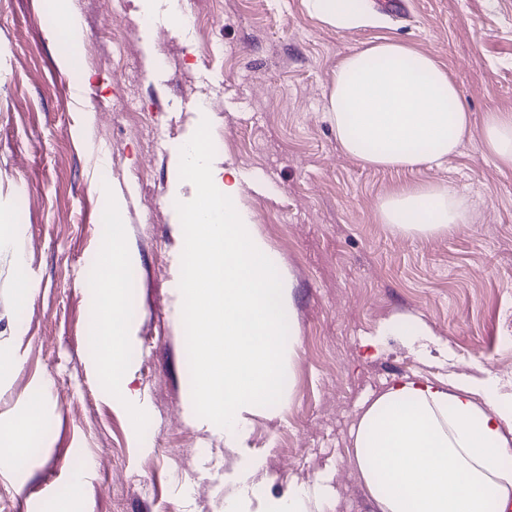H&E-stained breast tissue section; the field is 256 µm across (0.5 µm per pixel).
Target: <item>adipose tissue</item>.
Returning <instances> with one entry per match:
<instances>
[{"label": "adipose tissue", "instance_id": "1", "mask_svg": "<svg viewBox=\"0 0 512 512\" xmlns=\"http://www.w3.org/2000/svg\"><path fill=\"white\" fill-rule=\"evenodd\" d=\"M312 13L346 31L371 24L362 0H309ZM327 114L342 152L382 170L430 168L454 155L472 130L457 84L431 55L384 39L351 49L337 65ZM490 158L512 169V111L486 112ZM108 224L92 288L104 317L93 334L112 366L113 395L125 399L126 265L114 242L124 205L102 187ZM470 199L444 182L403 185L376 205L380 223L422 237L468 223ZM353 460L375 512H504L512 504V394L495 377L449 371L437 381L394 377L366 401L352 433Z\"/></svg>", "mask_w": 512, "mask_h": 512}]
</instances>
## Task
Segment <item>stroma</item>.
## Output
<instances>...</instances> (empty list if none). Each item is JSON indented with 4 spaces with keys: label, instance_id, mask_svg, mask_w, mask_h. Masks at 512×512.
Wrapping results in <instances>:
<instances>
[{
    "label": "stroma",
    "instance_id": "1",
    "mask_svg": "<svg viewBox=\"0 0 512 512\" xmlns=\"http://www.w3.org/2000/svg\"><path fill=\"white\" fill-rule=\"evenodd\" d=\"M180 4L186 28L146 24L138 0H73L84 22L75 48L48 0H0V213L20 225L36 283L11 343L17 367L0 380V421L25 419L38 392L45 424L43 455L0 478V506L224 512L245 478L269 497L321 480L328 512H369L351 437L365 400L411 372L512 381V169L481 136L485 112L512 110V0H401L395 12L364 0L378 21L349 31L306 0ZM383 38L433 56L463 93L472 134L440 167L378 170L336 144L325 114L336 66ZM211 97L215 150L284 271L298 339L289 402L257 408L237 448L193 409L170 207L172 150ZM104 175L126 211L127 402L86 342L102 318L85 278L103 244ZM429 179L471 199L466 227L421 238L377 221L382 195ZM407 313L429 326L426 348L387 336L365 359L364 342ZM76 458L84 484L70 494Z\"/></svg>",
    "mask_w": 512,
    "mask_h": 512
}]
</instances>
